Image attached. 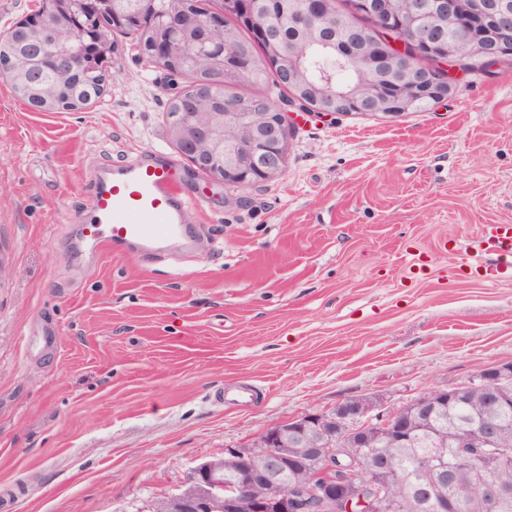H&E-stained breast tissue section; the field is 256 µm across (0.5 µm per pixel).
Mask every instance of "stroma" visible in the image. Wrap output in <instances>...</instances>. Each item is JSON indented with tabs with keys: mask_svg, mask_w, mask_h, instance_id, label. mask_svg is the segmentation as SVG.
Here are the masks:
<instances>
[{
	"mask_svg": "<svg viewBox=\"0 0 512 512\" xmlns=\"http://www.w3.org/2000/svg\"><path fill=\"white\" fill-rule=\"evenodd\" d=\"M114 38L83 109L0 82V512H149L271 424L512 361V281L469 273L483 225L512 223V61L394 120L280 99L284 173L227 190L172 144L164 73ZM155 152L201 200L199 247L93 253L96 171ZM244 383L254 401H228Z\"/></svg>",
	"mask_w": 512,
	"mask_h": 512,
	"instance_id": "obj_1",
	"label": "stroma"
}]
</instances>
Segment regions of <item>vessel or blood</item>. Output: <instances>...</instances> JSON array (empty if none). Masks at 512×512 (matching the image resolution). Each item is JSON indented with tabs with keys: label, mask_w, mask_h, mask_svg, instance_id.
I'll list each match as a JSON object with an SVG mask.
<instances>
[{
	"label": "vessel or blood",
	"mask_w": 512,
	"mask_h": 512,
	"mask_svg": "<svg viewBox=\"0 0 512 512\" xmlns=\"http://www.w3.org/2000/svg\"><path fill=\"white\" fill-rule=\"evenodd\" d=\"M181 170L165 161L126 160L105 166L98 179L93 216L83 229L93 247H130L146 259L160 260L189 249L185 229L190 216L181 194ZM479 249L487 262L475 266L490 283L512 280V224H488Z\"/></svg>",
	"instance_id": "1"
}]
</instances>
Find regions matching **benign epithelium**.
I'll use <instances>...</instances> for the list:
<instances>
[{
	"label": "benign epithelium",
	"mask_w": 512,
	"mask_h": 512,
	"mask_svg": "<svg viewBox=\"0 0 512 512\" xmlns=\"http://www.w3.org/2000/svg\"><path fill=\"white\" fill-rule=\"evenodd\" d=\"M149 0H38L37 7L22 19L0 27V79L39 111L75 110L86 104L76 94L61 96L45 79L54 73L65 79H81L96 71L106 73L110 55L109 41L94 24L101 9L112 13V28L139 23L141 7ZM176 28L159 27L147 34V41L135 49L147 65L178 78L184 62L201 74V63L209 69L233 68L239 75L252 77L257 62L248 53L230 47L233 31L224 26V14L238 11L260 37H265V13L277 8V0H221L220 12L203 19L192 9V0H172ZM371 18L384 34L381 52L375 59L350 49L361 48L370 31L344 27L340 37L346 47L341 55L358 65L365 81L343 94H336L331 79L312 81L303 63L304 48L284 42L270 44L271 56L281 73V80L307 98L306 110L324 116L336 115L345 108H355L362 115L378 119L402 116L395 105L412 107L425 96L436 102L449 97L456 84L455 63L478 59L485 63L512 57V0H409L406 12L396 8V0H373L368 5ZM82 34L72 43L59 39V32L69 30L73 22ZM284 27L297 29L312 37L317 45L334 39L325 37L334 18L330 0H304L298 8L282 12ZM207 43L213 53L201 58L195 46ZM431 54L435 62L446 66L441 80L430 79L420 70L415 50ZM211 110L197 111L195 98H180L187 107L174 114L169 136L177 150L197 173L226 188L243 189L263 178L271 181L283 174L288 162L290 130L287 113L279 107L270 112L224 111V92L212 86ZM512 379V362L495 364L478 372L474 379L446 389L428 391L408 403L412 411L429 418L445 405L468 398L474 386L481 387L487 400L506 401L503 383ZM403 409L378 410L366 399L343 402L331 411H307L287 422L268 427L260 447L267 449L257 460L254 445L226 448L224 455L199 464L185 484L175 493L158 501L153 512H352L350 484L359 476L361 458L346 460L336 469V457L345 448H365L385 437L396 442L406 440L400 427ZM315 441L305 448V455L323 463L332 471L315 482L297 483L291 489L277 487L276 479L288 467L292 456L288 443L298 445L309 438ZM495 433L485 430L475 436L473 447L459 458L467 462L476 448L495 445ZM248 457L254 472L233 484L224 482V465H235ZM438 478L427 486V498L435 512L449 510L444 485L453 476V467H437ZM261 487L260 495L253 489ZM488 506L495 510L512 495L508 488L492 481L481 485ZM364 495L375 512H382L389 501L384 484L374 477L363 487Z\"/></svg>",
	"instance_id": "7a95c632"
}]
</instances>
